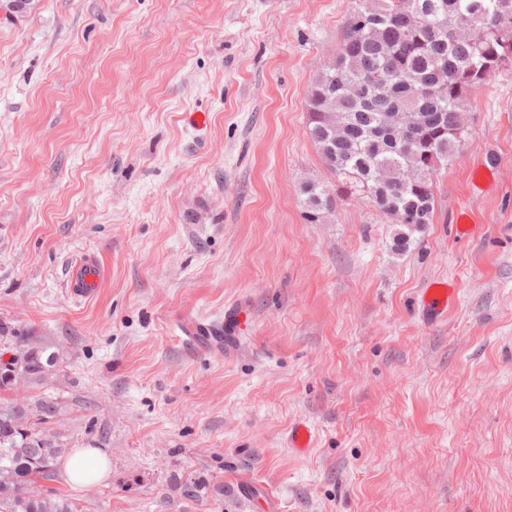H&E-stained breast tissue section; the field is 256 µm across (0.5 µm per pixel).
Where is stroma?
Masks as SVG:
<instances>
[{
  "mask_svg": "<svg viewBox=\"0 0 512 512\" xmlns=\"http://www.w3.org/2000/svg\"><path fill=\"white\" fill-rule=\"evenodd\" d=\"M354 6L0 11V327L57 355L21 393L56 398L67 450L110 451L109 479L51 481L78 512H267L268 489L284 512H512V66L472 96L407 251L359 199L309 223L301 184L334 180L307 91ZM87 253L104 280L77 298ZM433 282L456 300L429 323Z\"/></svg>",
  "mask_w": 512,
  "mask_h": 512,
  "instance_id": "stroma-1",
  "label": "stroma"
}]
</instances>
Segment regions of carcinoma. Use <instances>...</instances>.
<instances>
[{
  "label": "carcinoma",
  "mask_w": 512,
  "mask_h": 512,
  "mask_svg": "<svg viewBox=\"0 0 512 512\" xmlns=\"http://www.w3.org/2000/svg\"><path fill=\"white\" fill-rule=\"evenodd\" d=\"M331 62L311 83L307 132L336 180L301 186L313 223L336 200L357 195L398 226L406 251L433 223L435 185L465 137L471 96L512 65V0H356ZM56 355L27 345L19 371L32 381ZM58 403L45 396L0 401V512H73L41 487L65 452L49 424Z\"/></svg>",
  "instance_id": "cac0c4a2"
}]
</instances>
